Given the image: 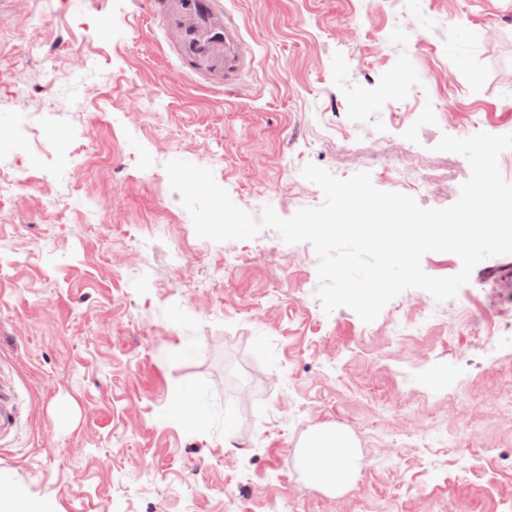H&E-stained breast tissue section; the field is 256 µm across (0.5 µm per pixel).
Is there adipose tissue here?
<instances>
[{"label": "adipose tissue", "mask_w": 512, "mask_h": 512, "mask_svg": "<svg viewBox=\"0 0 512 512\" xmlns=\"http://www.w3.org/2000/svg\"><path fill=\"white\" fill-rule=\"evenodd\" d=\"M298 459L308 481L330 492L350 486L360 466V456L350 435L327 426L306 437L298 450Z\"/></svg>", "instance_id": "ef3b65f1"}]
</instances>
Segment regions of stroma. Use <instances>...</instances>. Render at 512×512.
I'll return each instance as SVG.
<instances>
[{"label": "stroma", "mask_w": 512, "mask_h": 512, "mask_svg": "<svg viewBox=\"0 0 512 512\" xmlns=\"http://www.w3.org/2000/svg\"><path fill=\"white\" fill-rule=\"evenodd\" d=\"M228 15L253 53L229 84ZM16 125L42 165L7 186L0 150V471L38 512H512V255L366 324L324 313L311 244L197 237L164 169L286 218L324 201L306 164L387 191L411 163L448 207L470 166L441 135L512 133V0H0ZM322 425L362 458L335 494L296 455ZM16 394L12 384L0 376V437L17 423Z\"/></svg>", "instance_id": "1"}]
</instances>
